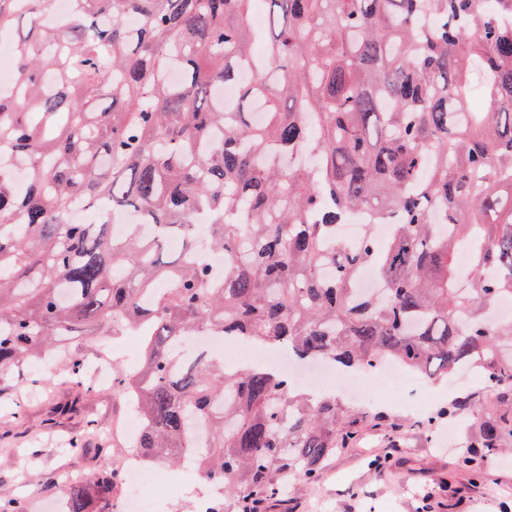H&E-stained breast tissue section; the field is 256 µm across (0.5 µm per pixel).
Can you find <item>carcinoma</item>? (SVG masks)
Wrapping results in <instances>:
<instances>
[{"mask_svg":"<svg viewBox=\"0 0 512 512\" xmlns=\"http://www.w3.org/2000/svg\"><path fill=\"white\" fill-rule=\"evenodd\" d=\"M52 2L0 0V32L38 31L15 36L16 93L0 96V143L28 165L23 189L0 175V372L64 336L136 329L140 363L118 378L143 427L131 447L191 459L224 489L213 512L263 506L292 474L312 483L360 411L183 356L196 336L361 372L482 369L503 409L460 462L494 455L512 436V320L490 316L512 301V0H265L261 28L253 0H72L48 28ZM226 84L231 112L212 95ZM79 200L96 223L69 220ZM111 210L157 233L117 239ZM356 213L371 222L352 249L336 227ZM198 224L219 280L192 259ZM369 265L381 294L359 288ZM477 412L467 396L441 410ZM117 482L105 463L67 484L68 512H107Z\"/></svg>","mask_w":512,"mask_h":512,"instance_id":"carcinoma-1","label":"carcinoma"}]
</instances>
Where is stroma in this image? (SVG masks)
<instances>
[{
  "label": "stroma",
  "mask_w": 512,
  "mask_h": 512,
  "mask_svg": "<svg viewBox=\"0 0 512 512\" xmlns=\"http://www.w3.org/2000/svg\"><path fill=\"white\" fill-rule=\"evenodd\" d=\"M73 355L88 366L101 359L89 337L70 336L48 353L47 363L0 374V448L12 450L0 465V499L25 498L28 512L62 501L65 479H87L105 461L120 467L129 453L122 393L114 385L86 392L71 383L63 364ZM430 389L436 398L413 413ZM486 392L477 371L446 383L417 375L401 388L383 384L379 402L357 403L377 426L366 427L355 445L337 449L315 483L295 485L266 512H512V438L472 474L458 460L487 414L466 421L438 415L456 396L481 403ZM78 434L83 442L77 448ZM162 471L169 512H193L194 497L207 483L168 464Z\"/></svg>",
  "instance_id": "stroma-1"
}]
</instances>
